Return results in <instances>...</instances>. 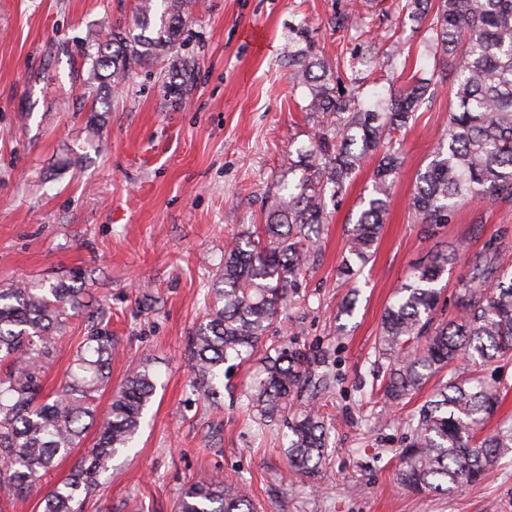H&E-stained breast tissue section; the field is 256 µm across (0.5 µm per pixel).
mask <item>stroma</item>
I'll list each match as a JSON object with an SVG mask.
<instances>
[{"instance_id":"35a3bbf8","label":"stroma","mask_w":512,"mask_h":512,"mask_svg":"<svg viewBox=\"0 0 512 512\" xmlns=\"http://www.w3.org/2000/svg\"><path fill=\"white\" fill-rule=\"evenodd\" d=\"M348 2L192 0L190 92L166 97L157 80L166 61L136 69L93 130L80 45L101 20L131 25L136 0H0V286L32 278L108 299L119 352L99 409L131 362L149 363L159 378L132 449L113 460L85 512H174L185 486L215 474L249 485L256 512H512V453L478 484L445 494L415 493L396 480V455L413 440L409 419L449 375L432 376L398 407L374 391L387 366L376 349L383 311L415 265L456 248L460 260L442 279L436 312L453 317L469 263L491 239L512 245V204L465 205L422 234L409 201L448 131L456 61L429 48L427 19L395 0H372L363 25L340 24ZM299 49L356 79L367 105L413 75L435 89L397 134L404 162L374 257L354 280L341 276L372 189L364 172L328 200L300 296L269 331L310 349L333 377L327 387L307 380L300 397L319 404L329 428L326 460L307 483L291 475L283 426L258 429L245 412L242 393L257 362L234 368L214 405L191 387L188 349L226 240L262 223L271 196L301 175L298 151L315 121L305 89L291 82ZM87 332L82 314L58 336L45 393L60 387ZM469 370L500 390L484 433L512 428V357ZM95 440L88 430L37 488L0 512H43L45 493Z\"/></svg>"}]
</instances>
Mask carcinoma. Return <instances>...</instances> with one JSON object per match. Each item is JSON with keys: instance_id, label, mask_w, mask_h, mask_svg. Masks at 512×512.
<instances>
[{"instance_id": "1", "label": "carcinoma", "mask_w": 512, "mask_h": 512, "mask_svg": "<svg viewBox=\"0 0 512 512\" xmlns=\"http://www.w3.org/2000/svg\"><path fill=\"white\" fill-rule=\"evenodd\" d=\"M426 29L430 47L461 57L454 78L457 108L433 159L418 173L411 207L416 223L428 228L448 223L461 203L474 207L512 202V0H435ZM189 0H139L134 25L105 30L81 43L87 65L90 121L97 105L109 110L103 90L125 87L130 72L160 59L165 94L191 90L195 61L185 54ZM296 85L308 91L305 111L322 117L298 160L304 174L272 197L262 234L243 232L224 249L204 296L203 321L190 337L193 386L216 403L224 364L252 361L260 367L245 398L258 425L281 422L288 428L284 453L300 481L314 479L325 460L328 429L324 416L306 407L287 418L311 375L316 359L297 346H263L280 313L299 296L308 264L304 243L314 245L323 224L325 195L345 193L371 159L372 195L350 232L341 273L348 279L373 256L393 176L403 164L394 134L406 128L430 94V80L410 77L383 106H364L351 94L339 99L324 61L299 52L293 58ZM457 257L437 254L413 268L385 308L378 336L379 355L388 361L381 383L392 404L411 398L433 375L461 361L483 362L512 355V266L497 242L468 266L459 281L457 315L431 324L439 302L438 284ZM82 289L46 287L18 281L0 288V499L12 500L37 487L41 477L97 426L87 457L43 497V512H83L84 502L112 460L132 448L157 380L151 365H132L113 392L105 414L96 395L108 386L115 350L105 322L111 306L88 311L95 328L84 337L64 384L43 395L46 365L55 337L72 316L85 310ZM499 403V392L475 376L456 370L434 400L418 411L415 438L398 455L397 480L418 493L448 492L481 481L499 456L512 449V430L476 440L477 431ZM176 512H253L248 489L221 477L186 486Z\"/></svg>"}]
</instances>
